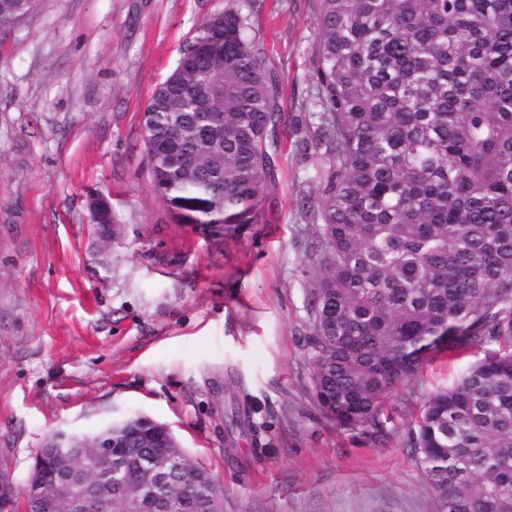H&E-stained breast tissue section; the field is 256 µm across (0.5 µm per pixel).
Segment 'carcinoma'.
I'll list each match as a JSON object with an SVG mask.
<instances>
[{
  "instance_id": "1",
  "label": "carcinoma",
  "mask_w": 512,
  "mask_h": 512,
  "mask_svg": "<svg viewBox=\"0 0 512 512\" xmlns=\"http://www.w3.org/2000/svg\"><path fill=\"white\" fill-rule=\"evenodd\" d=\"M35 4L0 0V33ZM256 8L203 19L143 119L156 190L218 240L258 222L275 167L279 79L251 37ZM314 56V398L380 443L398 387L445 351H484L408 442L434 512H512V0H320ZM225 427L258 433L241 408ZM112 499L134 512L138 485Z\"/></svg>"
}]
</instances>
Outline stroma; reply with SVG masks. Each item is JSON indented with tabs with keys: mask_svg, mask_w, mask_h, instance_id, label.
Here are the masks:
<instances>
[{
	"mask_svg": "<svg viewBox=\"0 0 512 512\" xmlns=\"http://www.w3.org/2000/svg\"><path fill=\"white\" fill-rule=\"evenodd\" d=\"M225 4L38 0L0 34V468L24 494L48 434L144 415L222 486L224 512H433L408 433L480 351L436 356L397 390L381 444L338 428L311 388L319 0H261L252 17L285 119L260 223L217 242L154 187L144 108ZM92 195L122 228L105 251ZM238 405L260 444L227 439Z\"/></svg>",
	"mask_w": 512,
	"mask_h": 512,
	"instance_id": "obj_1",
	"label": "stroma"
}]
</instances>
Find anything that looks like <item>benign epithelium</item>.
<instances>
[{"mask_svg":"<svg viewBox=\"0 0 512 512\" xmlns=\"http://www.w3.org/2000/svg\"><path fill=\"white\" fill-rule=\"evenodd\" d=\"M139 421L157 449L148 470L144 504L154 512H192L213 493L223 497L217 481L188 474L190 461L167 426L145 416ZM128 429L126 420L113 422L90 451L77 455L72 453L80 447L74 435L62 430L52 433L35 457L23 497L15 495L10 475L0 470V512H112V491L129 485L133 476L121 454V438ZM182 475L188 487L173 499L167 490Z\"/></svg>","mask_w":512,"mask_h":512,"instance_id":"7a95c632","label":"benign epithelium"}]
</instances>
